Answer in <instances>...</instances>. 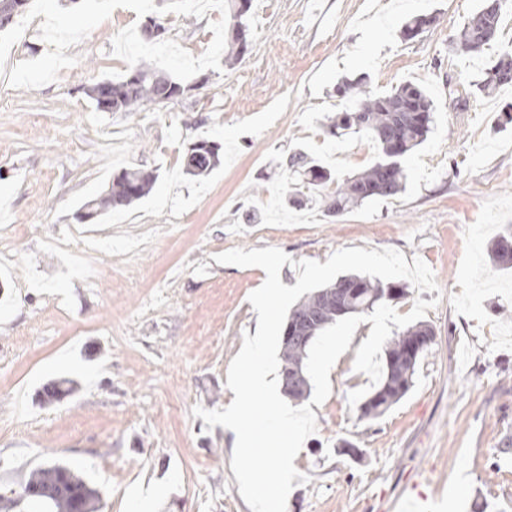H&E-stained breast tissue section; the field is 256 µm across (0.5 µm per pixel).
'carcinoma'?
Segmentation results:
<instances>
[{
	"mask_svg": "<svg viewBox=\"0 0 512 512\" xmlns=\"http://www.w3.org/2000/svg\"><path fill=\"white\" fill-rule=\"evenodd\" d=\"M490 0H481L476 12L464 23L451 41L459 54L475 53L498 34L502 14L488 10ZM251 0H228V23L233 40L224 51V62L233 65L242 60L248 49L247 24ZM430 27V16L418 15L403 21L401 33L412 39ZM512 84V48L503 52L482 76L470 82L459 83L448 91V106L455 110L467 107L469 99L477 93L490 94L502 86ZM187 86L169 74L145 61L114 81L105 79L87 89L96 109L103 112H139L156 107L184 95ZM337 92L350 101V106L327 118L325 131L332 137L349 133L364 134L374 143L377 154L374 161L361 173L342 180L336 191L324 197L325 211L339 215L354 206L374 198H389L405 189L404 160L428 138L434 122L435 106L423 87L411 81L401 83L391 92L377 95L368 89V76L344 79ZM221 145L215 141L199 139L191 143L184 155L183 170L191 177L209 174L220 163ZM289 176L301 188L295 189L289 203L302 207L308 197L304 188L324 186L332 181L331 173L318 165L302 151H296L286 161ZM157 175L152 171L128 169L115 175L105 195L82 206V213L93 218L112 207L129 206L145 197L153 187ZM512 244V233L507 232L494 243L491 259L508 267L505 245ZM406 296V288L395 283L361 275H343L323 288L310 293L288 314L286 323L308 330L316 336L337 320L352 314L369 312L384 300ZM434 335L433 328L418 323L394 337L388 344L382 378L361 404L365 417H377L398 403L409 391L421 354L413 353L410 345L420 336ZM281 377L301 373L296 382H288L284 392L300 401L309 394L306 372L309 346L293 339L281 340ZM82 497L84 512H98L99 492L69 466L54 463L31 472L20 490L6 488L0 491V512H14L25 505L32 512H72L71 493Z\"/></svg>",
	"mask_w": 512,
	"mask_h": 512,
	"instance_id": "carcinoma-1",
	"label": "carcinoma"
}]
</instances>
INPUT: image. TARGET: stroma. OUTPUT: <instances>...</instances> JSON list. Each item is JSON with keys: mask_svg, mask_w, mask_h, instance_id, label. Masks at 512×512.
Returning a JSON list of instances; mask_svg holds the SVG:
<instances>
[{"mask_svg": "<svg viewBox=\"0 0 512 512\" xmlns=\"http://www.w3.org/2000/svg\"><path fill=\"white\" fill-rule=\"evenodd\" d=\"M478 0H252L250 51L235 67L200 72L183 97L141 112H102L89 86L128 72L113 55L122 29L144 18L120 7L78 45L74 66L37 89L0 72V484L13 487L54 461L101 493L99 512H136L135 486L160 488L157 512H250L231 468L233 435L207 427L195 406L222 409L227 371L256 334L248 297L264 270L221 265L216 254L275 247L326 262L341 248L401 251L433 271L438 292L408 287L393 301L424 317L436 338L408 394L376 419L348 394L371 323H360L333 366L317 428L294 460L308 476L286 512H512V268L487 252L512 224V86L448 106L447 88L477 79L512 45V10L496 40L460 56L449 42ZM439 21L414 39L410 16ZM205 17L162 15L168 38L201 55ZM369 75L375 93L404 81L437 104L427 141L407 157V184L390 198L330 216L315 202L284 205V168L300 150L336 180L375 157L358 136H325L347 102L337 81ZM220 143L209 175L182 171L199 139ZM158 172L151 192L81 222L79 208L126 169ZM62 379L75 389L47 400ZM350 442L361 457L345 454Z\"/></svg>", "mask_w": 512, "mask_h": 512, "instance_id": "1", "label": "stroma"}]
</instances>
